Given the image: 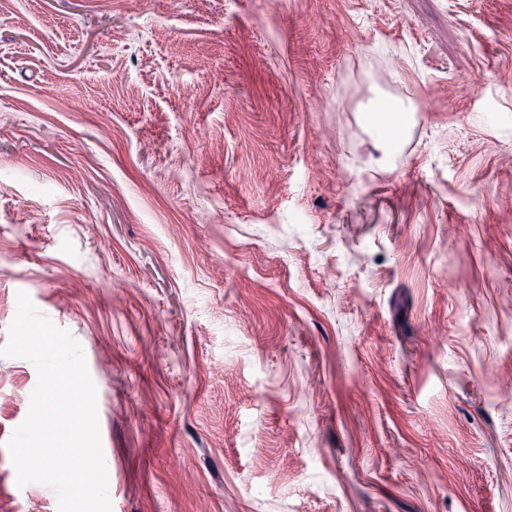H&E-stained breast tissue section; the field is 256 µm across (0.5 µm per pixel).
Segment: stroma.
<instances>
[{
	"mask_svg": "<svg viewBox=\"0 0 512 512\" xmlns=\"http://www.w3.org/2000/svg\"><path fill=\"white\" fill-rule=\"evenodd\" d=\"M21 291L112 512H512V0H0V347Z\"/></svg>",
	"mask_w": 512,
	"mask_h": 512,
	"instance_id": "obj_1",
	"label": "stroma"
}]
</instances>
